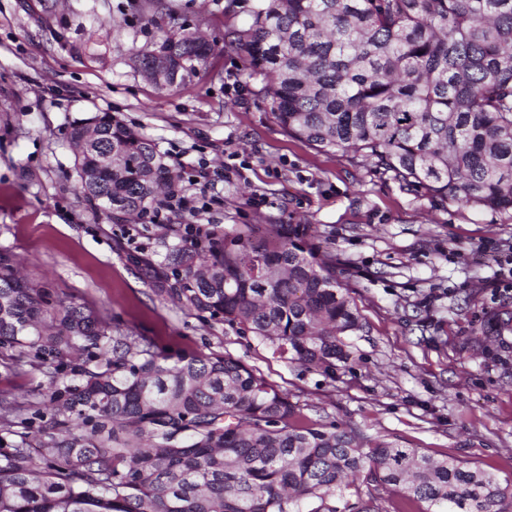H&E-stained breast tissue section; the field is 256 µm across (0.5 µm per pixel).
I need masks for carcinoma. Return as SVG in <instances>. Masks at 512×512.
<instances>
[{
    "label": "carcinoma",
    "instance_id": "1",
    "mask_svg": "<svg viewBox=\"0 0 512 512\" xmlns=\"http://www.w3.org/2000/svg\"><path fill=\"white\" fill-rule=\"evenodd\" d=\"M155 40L131 61L158 89L204 68L211 45L152 0ZM290 137L366 162L442 202L512 214V0H255L229 32ZM79 193L111 214L174 193L156 146L118 116L74 122ZM294 239L182 241L141 275L272 354L332 379L360 310L333 260ZM0 346L46 364L34 448L0 394V512H337L349 482L380 481L418 512H512V482L419 448L304 422L287 391L226 353H178L108 335L91 311L48 315L43 290L0 256ZM99 350L94 370L58 376Z\"/></svg>",
    "mask_w": 512,
    "mask_h": 512
}]
</instances>
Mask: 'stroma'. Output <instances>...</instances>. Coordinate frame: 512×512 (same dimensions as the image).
Segmentation results:
<instances>
[{
	"mask_svg": "<svg viewBox=\"0 0 512 512\" xmlns=\"http://www.w3.org/2000/svg\"><path fill=\"white\" fill-rule=\"evenodd\" d=\"M151 3L0 0V255L47 291L50 307L93 310L111 335L146 338L164 354L230 353L305 405L309 421L512 480V280L497 275L512 221L440 204L284 134L225 36L247 25L254 0H171L213 52L206 73L156 89L130 61L153 42ZM97 112L156 143L186 209L144 224L76 193L70 127ZM202 167L205 187L195 183ZM189 224L227 242L296 227L314 254L334 256L362 314L353 361L329 378L157 296L127 257L161 261ZM9 356L0 347V392L40 402L38 359L14 371ZM362 501L394 512L399 497L358 480L336 507Z\"/></svg>",
	"mask_w": 512,
	"mask_h": 512,
	"instance_id": "1",
	"label": "stroma"
}]
</instances>
